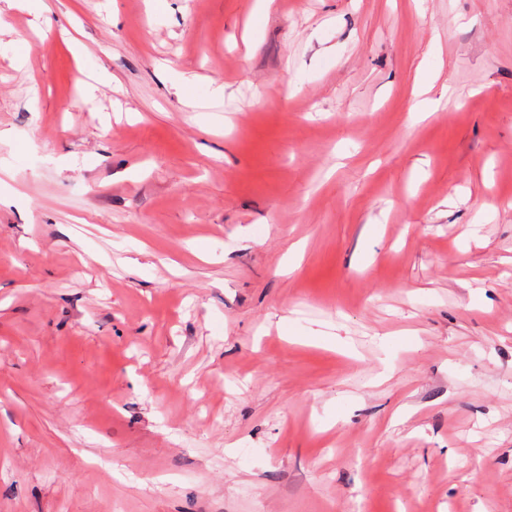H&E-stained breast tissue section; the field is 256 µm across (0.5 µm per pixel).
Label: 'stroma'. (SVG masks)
Returning <instances> with one entry per match:
<instances>
[{"label": "stroma", "mask_w": 512, "mask_h": 512, "mask_svg": "<svg viewBox=\"0 0 512 512\" xmlns=\"http://www.w3.org/2000/svg\"><path fill=\"white\" fill-rule=\"evenodd\" d=\"M166 4L9 12L0 512H512V0ZM169 80L172 87L176 89V93L186 103L199 100L216 101L224 99L223 85H215L213 82L208 83L203 98L198 99L199 95L196 86L199 82L194 75H189L185 72H175L170 74Z\"/></svg>", "instance_id": "obj_1"}]
</instances>
